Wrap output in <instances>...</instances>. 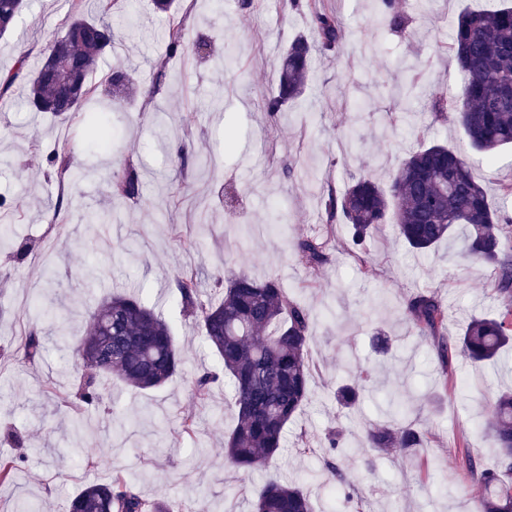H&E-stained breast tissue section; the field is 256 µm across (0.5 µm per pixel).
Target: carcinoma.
I'll use <instances>...</instances> for the list:
<instances>
[{"label":"carcinoma","instance_id":"carcinoma-1","mask_svg":"<svg viewBox=\"0 0 512 512\" xmlns=\"http://www.w3.org/2000/svg\"><path fill=\"white\" fill-rule=\"evenodd\" d=\"M25 0H0V36L13 30ZM102 16H74L64 32L51 40L41 67L31 75L26 93L28 106L58 119H68L93 98L97 87L90 77L99 59L114 46L117 35L107 21L114 0H99ZM314 26L316 42L295 37L286 46L278 73L276 94L265 101L264 112L272 118L288 103L302 96L310 71L312 48L325 55L336 54L343 26L325 0H290ZM388 26L403 30L407 24L404 0H379ZM155 13L164 18V36L169 53L188 51L184 18L173 8V0H153ZM64 57L53 59L56 45ZM448 57L463 76L457 98L441 93L427 98V108L437 121H456L469 145L487 162L496 152L512 146V6L493 11L469 10L453 21ZM106 96L121 102L136 93L130 74L112 71ZM98 149L109 152L115 144L112 128L98 116H82ZM48 163L60 181L75 183L80 173L73 165L70 142L56 144ZM319 191L325 231L303 235L293 243L298 261L317 282L327 261V247L334 225L345 224L355 246L380 224L394 220L398 235L413 249L427 252L451 240L457 229L462 251L470 259L489 264L496 273V293L501 298L497 315L475 317L460 336H448V309L430 294H418L405 305V314L430 340L442 362L456 352L472 363L499 358L512 343V219H503L495 209L472 166L455 148L442 143L423 146L410 153L382 186L367 176L353 177L344 188L307 172ZM112 195L130 201L140 199L142 179L127 162L109 175ZM218 298L202 299L196 272L183 271L177 280L183 313L198 323L203 341L217 354L213 371L195 377L191 391L199 401L211 397L212 385L220 376L233 387L236 424L224 435V458L233 466L253 470L278 457L286 444L288 424L310 400V350L314 323L309 310L289 296L274 279L257 281L245 274L213 280ZM60 347L75 350L83 363L74 397L80 411L73 419L79 430L84 411L102 402V380L115 376L127 386L147 390L163 386L182 370L175 337L162 316L134 295L109 292L90 311L89 330L73 340L61 335ZM23 358L34 364L43 355V337L34 329L21 342ZM369 373L356 367V380L334 392L336 403L353 406L359 399ZM385 419L366 428L370 447L381 452L409 454L422 448L431 432L407 420L398 402ZM484 433L497 459L488 464L470 449L458 453L459 466L484 495L480 512H512V392L498 395L494 413ZM324 470L328 480L344 483L339 459L347 444L343 435L331 431ZM19 457L0 458V483L19 469ZM68 512H173L169 503L146 501L136 480L122 473L110 483H92L74 495ZM254 512H315L309 496L296 484L279 478L267 479L256 491Z\"/></svg>","mask_w":512,"mask_h":512}]
</instances>
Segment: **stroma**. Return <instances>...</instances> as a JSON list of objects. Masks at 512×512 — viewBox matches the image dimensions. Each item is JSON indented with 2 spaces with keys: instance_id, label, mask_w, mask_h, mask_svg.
<instances>
[{
  "instance_id": "1",
  "label": "stroma",
  "mask_w": 512,
  "mask_h": 512,
  "mask_svg": "<svg viewBox=\"0 0 512 512\" xmlns=\"http://www.w3.org/2000/svg\"><path fill=\"white\" fill-rule=\"evenodd\" d=\"M328 3L343 24L341 49L313 56L304 94L274 122L262 104L276 87L279 55L291 37L313 35L286 0H256L248 11L238 0L218 7L194 0L185 13L187 39L203 49L183 56L170 55L150 0H117L112 25L119 38L92 83L103 82L118 63L140 87L150 88L160 68L169 81L149 103L140 95L119 106L105 97L89 101L119 140L118 151L108 155L92 146L80 117L64 121L31 111L23 81L0 94V197L8 204L0 217L14 229L0 244V349L7 354L0 361V457L25 458L14 481L0 484V512H14L21 499L39 502L42 512H66L72 495L111 481L116 470L138 479L146 500L168 499L175 512H194L202 498L215 512H252L254 489L270 472L296 482L316 512H474L482 491L458 467L456 443L467 438L475 454L495 458L480 429L498 393L512 386V373L456 355L440 363L403 309L414 294L433 293L448 307L449 335H460L471 316L493 314L498 305L493 268L465 257L455 243L413 251L390 223L367 238L365 268L352 257L340 224L313 285L292 241L324 229L305 169L340 186L360 174L384 185L408 153L437 142L465 151L490 201L512 217V199L499 196L501 183L512 179V150H501L489 164L456 123L434 122L422 103H414L407 118L399 116V90L416 72L429 71L432 91L459 93L461 75L447 61L450 21L501 0H406L402 32L385 25L376 0ZM71 7V0H31L12 34L0 40V70L15 69L21 57L26 72L38 69ZM128 10L136 28L125 25ZM227 50L233 66L214 69L212 54ZM62 140L75 144L84 170L68 189L76 198L69 210L57 207L61 190L47 162ZM183 140L196 160L180 174L171 146ZM203 157L211 167L197 166ZM126 161L144 185L135 203L115 199L107 182L108 170ZM96 210L111 213V222L85 223L84 213ZM199 236L202 248H184ZM187 267L205 283L218 273L242 272L278 280L315 319L312 396L288 425L287 451L268 469L242 471L224 460V434L234 424L229 382L218 384L205 404L192 396V378L216 367L217 358L177 300L174 283ZM122 284L162 314L182 350L183 369L157 390L113 381L102 407L90 410L77 432L61 399L83 367L56 338L84 335L86 303ZM33 300L51 313L38 325L43 357L30 364L16 349L29 329L25 311ZM381 331L390 335V353L378 350ZM355 363L374 368L375 384L353 408H338L331 394ZM392 394L409 420L433 434L415 455H387L363 441L365 422L376 420ZM188 416L196 420L190 435L181 427ZM331 430L343 431L348 443L341 460L350 481L345 490L324 482ZM302 436L311 444L304 454L294 448ZM86 452L95 464H82Z\"/></svg>"
}]
</instances>
